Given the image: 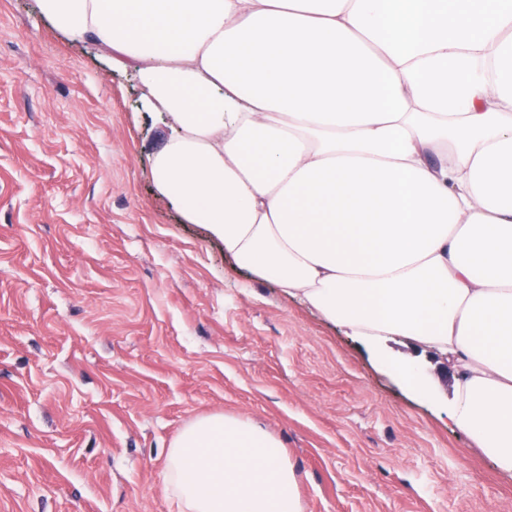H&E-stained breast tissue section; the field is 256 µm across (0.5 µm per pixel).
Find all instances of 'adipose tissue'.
Masks as SVG:
<instances>
[{
    "mask_svg": "<svg viewBox=\"0 0 512 512\" xmlns=\"http://www.w3.org/2000/svg\"><path fill=\"white\" fill-rule=\"evenodd\" d=\"M169 129L153 184L251 276L375 352L453 373L439 419L512 477V0H37ZM282 440L172 439L177 512H304Z\"/></svg>",
    "mask_w": 512,
    "mask_h": 512,
    "instance_id": "1",
    "label": "adipose tissue"
}]
</instances>
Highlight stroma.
Here are the masks:
<instances>
[{
    "label": "stroma",
    "mask_w": 512,
    "mask_h": 512,
    "mask_svg": "<svg viewBox=\"0 0 512 512\" xmlns=\"http://www.w3.org/2000/svg\"><path fill=\"white\" fill-rule=\"evenodd\" d=\"M168 134L131 75L0 0V512H177L166 450L193 418L281 438L305 512H512L432 403L152 183Z\"/></svg>",
    "instance_id": "obj_1"
}]
</instances>
